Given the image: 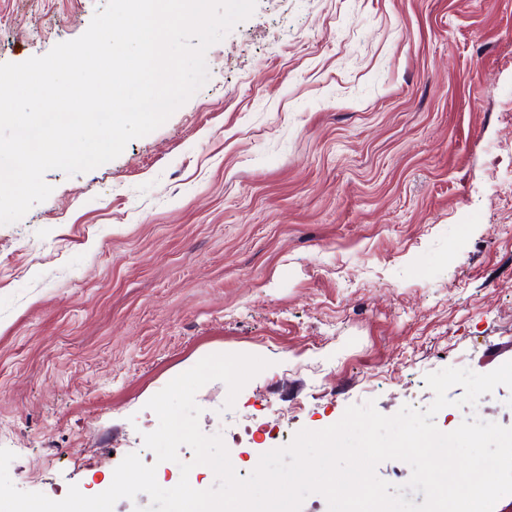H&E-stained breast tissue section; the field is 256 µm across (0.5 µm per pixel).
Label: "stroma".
<instances>
[{
	"mask_svg": "<svg viewBox=\"0 0 512 512\" xmlns=\"http://www.w3.org/2000/svg\"><path fill=\"white\" fill-rule=\"evenodd\" d=\"M106 0H0V63ZM158 129L0 226V448L23 491L95 495L147 401L202 358L270 367L196 394L239 476L352 405L512 361V0H256Z\"/></svg>",
	"mask_w": 512,
	"mask_h": 512,
	"instance_id": "35a3bbf8",
	"label": "stroma"
}]
</instances>
